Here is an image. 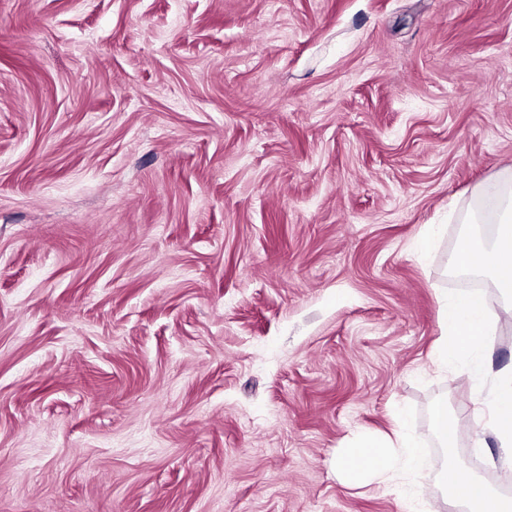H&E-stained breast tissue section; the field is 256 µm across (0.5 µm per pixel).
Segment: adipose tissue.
Segmentation results:
<instances>
[{
	"mask_svg": "<svg viewBox=\"0 0 512 512\" xmlns=\"http://www.w3.org/2000/svg\"><path fill=\"white\" fill-rule=\"evenodd\" d=\"M492 203L491 215L496 225L492 245L463 247L457 255L462 268L494 275L495 287L512 299V187L497 186L484 192ZM441 336L434 350L438 363L456 367L461 361L479 359V369L495 373L497 385L492 404L491 428L501 447V460L512 464V370L493 372L490 350L475 352L474 345L486 335L496 311L477 293L443 298L439 301ZM364 457L360 468L368 479L386 483L396 479L401 470L422 468L424 457L415 437L396 432L394 438H364L358 447ZM442 476L451 496L464 512H512V497L494 494L485 484L472 481L457 483L452 467H445Z\"/></svg>",
	"mask_w": 512,
	"mask_h": 512,
	"instance_id": "adipose-tissue-1",
	"label": "adipose tissue"
}]
</instances>
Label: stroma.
<instances>
[{
    "instance_id": "35a3bbf8",
    "label": "stroma",
    "mask_w": 512,
    "mask_h": 512,
    "mask_svg": "<svg viewBox=\"0 0 512 512\" xmlns=\"http://www.w3.org/2000/svg\"><path fill=\"white\" fill-rule=\"evenodd\" d=\"M509 181L512 0H0V512H452L337 472L401 415L512 480L433 361ZM431 419L442 447L454 448L457 438V426L455 422L448 421L447 404H435L431 410Z\"/></svg>"
}]
</instances>
